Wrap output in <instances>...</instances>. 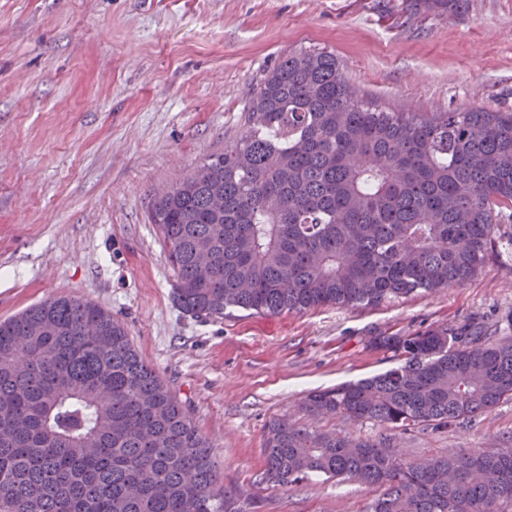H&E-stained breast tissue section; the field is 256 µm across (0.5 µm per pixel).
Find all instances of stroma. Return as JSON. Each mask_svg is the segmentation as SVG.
Returning a JSON list of instances; mask_svg holds the SVG:
<instances>
[{
    "instance_id": "1",
    "label": "stroma",
    "mask_w": 512,
    "mask_h": 512,
    "mask_svg": "<svg viewBox=\"0 0 512 512\" xmlns=\"http://www.w3.org/2000/svg\"><path fill=\"white\" fill-rule=\"evenodd\" d=\"M411 112L512 111V0L417 12L410 0H0V320L54 296L108 308L191 410L218 477L261 512H364L376 487H256L275 419L394 438L418 459L512 448V400L471 423L395 433L302 408L312 391L391 368L372 337L474 321L512 336V223L471 280L373 307L217 320L184 314L151 199L240 136L288 54Z\"/></svg>"
}]
</instances>
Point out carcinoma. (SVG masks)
Instances as JSON below:
<instances>
[{
  "mask_svg": "<svg viewBox=\"0 0 512 512\" xmlns=\"http://www.w3.org/2000/svg\"><path fill=\"white\" fill-rule=\"evenodd\" d=\"M185 313L373 306L459 285L512 223V112L361 96L324 49L266 74L245 131L150 202ZM397 366L313 391L317 415L408 431L512 398V338L465 322L374 339ZM104 306L57 296L0 321V512H260ZM253 484L374 485L365 512H512V448L423 467L382 440L275 421Z\"/></svg>",
  "mask_w": 512,
  "mask_h": 512,
  "instance_id": "cac0c4a2",
  "label": "carcinoma"
}]
</instances>
